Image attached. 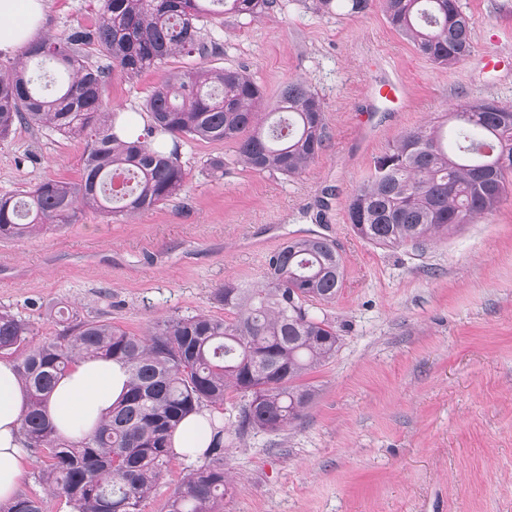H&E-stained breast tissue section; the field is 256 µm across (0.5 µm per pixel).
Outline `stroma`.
<instances>
[{
	"label": "stroma",
	"mask_w": 512,
	"mask_h": 512,
	"mask_svg": "<svg viewBox=\"0 0 512 512\" xmlns=\"http://www.w3.org/2000/svg\"><path fill=\"white\" fill-rule=\"evenodd\" d=\"M100 0H49L48 36L93 25ZM473 50L441 67L388 23L381 4L362 14L319 12L315 0H276L265 16L209 18L205 55L113 75L104 102L132 117L169 71L243 69L275 97L300 79L321 98L322 155L294 177L239 166L224 176L221 142L183 141L180 196L137 215L82 213L75 224L0 240V309L30 321L37 338L60 327L48 311L76 310L139 335L157 319L220 316L226 281H262L265 259L289 238H328L344 258L335 300L314 312L335 326V356L308 380L305 417L278 432L226 436L233 488L221 512H512V187L494 211L420 250L381 248L354 234L347 204L375 157L405 132L435 124L456 141L457 105H512V0H460ZM499 57L485 67V51ZM398 77L405 93L384 99ZM87 141L36 125L0 140V194L49 179L78 180ZM21 495L46 512H71L24 453ZM193 458L172 459L142 512H166Z\"/></svg>",
	"instance_id": "35a3bbf8"
}]
</instances>
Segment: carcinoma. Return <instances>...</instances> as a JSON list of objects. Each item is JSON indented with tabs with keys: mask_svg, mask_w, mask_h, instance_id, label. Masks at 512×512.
I'll use <instances>...</instances> for the list:
<instances>
[{
	"mask_svg": "<svg viewBox=\"0 0 512 512\" xmlns=\"http://www.w3.org/2000/svg\"><path fill=\"white\" fill-rule=\"evenodd\" d=\"M375 0H317L331 14H362ZM275 0H103L95 24L30 44L0 67V140L18 123L65 137L90 138L77 181L47 180L22 196H0V239H22L74 224L87 209L131 216L164 204L184 189L178 161L183 140L234 144L230 160L214 157L212 173L231 164L255 172L301 174L322 154L323 102L301 80L271 99L244 70L199 67L169 73L144 103L154 133L166 142H127L116 133L120 113L103 101L114 73L133 76L175 55H202L199 23L218 14L258 19ZM391 27L426 58L451 67L472 48L471 20L459 0H383ZM95 46L109 60L94 67L81 50ZM457 119L456 150L440 128L402 134L374 160L370 176L347 205V220L363 240L382 247H419L493 211L512 173V106L467 103ZM344 264L321 236L292 238L266 262L253 287L228 281L213 299L232 318L204 312L155 321L142 335L110 321L54 311L63 329L36 340L29 321L0 310V357L15 359L29 401L21 427L26 447L42 454L39 479L63 494L72 512H141L171 461L169 439L203 407L218 409L230 393L237 415L210 421L204 461L167 502V512H218L231 485L224 436L278 432L302 419L313 399L309 373L332 359L339 336L313 314L342 287ZM112 359L127 368L126 391L95 431L59 441L47 403L59 377L84 359ZM5 512H45L44 502L19 497Z\"/></svg>",
	"mask_w": 512,
	"mask_h": 512,
	"instance_id": "cac0c4a2",
	"label": "carcinoma"
}]
</instances>
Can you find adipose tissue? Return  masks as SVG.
I'll use <instances>...</instances> for the list:
<instances>
[{
    "label": "adipose tissue",
    "mask_w": 512,
    "mask_h": 512,
    "mask_svg": "<svg viewBox=\"0 0 512 512\" xmlns=\"http://www.w3.org/2000/svg\"><path fill=\"white\" fill-rule=\"evenodd\" d=\"M48 0H0V53L11 54L41 30ZM128 374L118 363L86 359L57 382L48 404L58 434L76 440L91 433L124 391ZM27 393L12 361L0 360V504L14 500L25 476L21 418ZM211 410L186 418L172 437L176 457H201L210 442Z\"/></svg>",
    "instance_id": "adipose-tissue-1"
}]
</instances>
